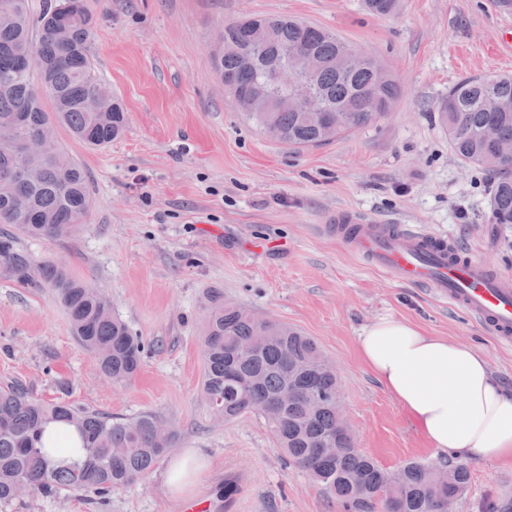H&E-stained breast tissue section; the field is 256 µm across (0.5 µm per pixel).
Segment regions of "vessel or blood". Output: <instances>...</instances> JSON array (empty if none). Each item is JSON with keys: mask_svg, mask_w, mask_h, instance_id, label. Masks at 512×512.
<instances>
[{"mask_svg": "<svg viewBox=\"0 0 512 512\" xmlns=\"http://www.w3.org/2000/svg\"><path fill=\"white\" fill-rule=\"evenodd\" d=\"M335 232L346 247L390 278L431 288L449 307L512 343V278L466 254L451 238L404 224H380L353 211L337 212Z\"/></svg>", "mask_w": 512, "mask_h": 512, "instance_id": "1", "label": "vessel or blood"}]
</instances>
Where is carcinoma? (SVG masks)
Masks as SVG:
<instances>
[{
    "label": "carcinoma",
    "instance_id": "obj_1",
    "mask_svg": "<svg viewBox=\"0 0 512 512\" xmlns=\"http://www.w3.org/2000/svg\"><path fill=\"white\" fill-rule=\"evenodd\" d=\"M59 0H0V135L27 137L57 124L78 141L102 147L122 135L127 113L96 73L89 52L92 17L85 5L75 4L67 23L72 35L57 36L53 9ZM375 16L393 14L399 0H365ZM253 44L263 51L254 67L243 65L231 50L214 60L219 76L233 78L240 100L236 109L274 140L306 148L327 143L322 128L333 126L336 138L367 126L390 111L400 86L377 59H353L344 72L336 59L348 45L320 27L288 18H257ZM317 58L313 81L320 93L324 124L319 127L298 108L266 111V99L280 89L270 80L271 66L301 48ZM54 112L42 109V95ZM97 96L102 112H88L84 100ZM448 144L465 165L493 175L489 196L491 224H512V157L499 154L484 136L488 126L512 140V75L468 76L448 88L438 108ZM33 169L37 180L0 191V224L20 233L57 240L73 236L92 207V189L84 167L60 145L48 156L0 152V173ZM0 271L22 286L52 288L81 344L94 352L101 371L115 383L131 379L140 369V337L112 314L111 301L75 279L60 262H37L20 248L18 237L0 234ZM202 351V393L226 421L248 413L266 420L276 447L288 460L336 500L343 512H377L386 504L394 512H448L470 483L463 462L450 463L446 500L431 495L437 466L408 461L388 470L354 448L340 456L325 450L336 437L338 410L330 393L336 391V372L317 343L286 323L245 315L241 307L224 302L213 290L207 297ZM325 396L312 412L288 391ZM55 422L76 432L85 456L70 463L50 459L43 433ZM161 419L152 413L114 418L65 402L34 400L20 388L0 389V501L14 499L23 482L45 496L62 490L91 492L102 500L148 474L177 433L169 427L157 434Z\"/></svg>",
    "mask_w": 512,
    "mask_h": 512
}]
</instances>
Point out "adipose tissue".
I'll return each instance as SVG.
<instances>
[{
	"label": "adipose tissue",
	"instance_id": "adipose-tissue-1",
	"mask_svg": "<svg viewBox=\"0 0 512 512\" xmlns=\"http://www.w3.org/2000/svg\"><path fill=\"white\" fill-rule=\"evenodd\" d=\"M358 344L376 380L433 448L451 459L512 464V392L486 353L391 317L366 325ZM212 469L204 449H185L168 461L165 490L186 498Z\"/></svg>",
	"mask_w": 512,
	"mask_h": 512
}]
</instances>
